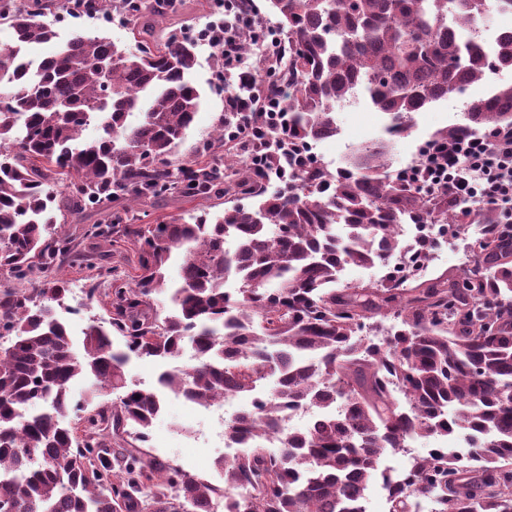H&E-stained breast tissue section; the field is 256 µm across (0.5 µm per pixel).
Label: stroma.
I'll return each mask as SVG.
<instances>
[{
  "label": "stroma",
  "mask_w": 512,
  "mask_h": 512,
  "mask_svg": "<svg viewBox=\"0 0 512 512\" xmlns=\"http://www.w3.org/2000/svg\"><path fill=\"white\" fill-rule=\"evenodd\" d=\"M59 2L60 0H44L43 19L53 24L60 37L65 38L74 32L97 26L114 42L130 45V35L120 21L108 23L102 19H78L60 9ZM214 11V0H183L178 14H167L160 18L158 29L165 34L173 32L188 37L206 29L215 18ZM214 55V50L207 43H199L193 79L203 91V104L175 150L176 159L196 158L200 145L210 139L224 114V93L211 80L217 68ZM510 80L512 71L490 76L489 80L470 86L465 94L438 102L416 113L411 132L392 139L388 138L385 131L383 114L375 111L367 101L337 108L338 134L323 140L316 146L315 151L329 169L333 170L345 165L355 147L386 139L391 146V169L399 171L415 162L420 143L431 140L435 132L461 122L468 99L483 96L492 85ZM57 274L67 279L71 286L83 288L84 292L91 295L87 301L74 296L67 299L73 310L68 321L74 335H81L90 316L106 317V307L101 303L104 291L94 288L92 282L87 280L85 270L78 266H58ZM221 430L222 427L215 417L200 413L197 406L186 404L169 393L165 395L163 410L151 428L148 447L159 458L211 481L215 478L213 462L224 448Z\"/></svg>",
  "instance_id": "1"
}]
</instances>
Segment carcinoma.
Instances as JSON below:
<instances>
[{
    "label": "carcinoma",
    "mask_w": 512,
    "mask_h": 512,
    "mask_svg": "<svg viewBox=\"0 0 512 512\" xmlns=\"http://www.w3.org/2000/svg\"><path fill=\"white\" fill-rule=\"evenodd\" d=\"M288 43L283 102L288 141L336 135V106L364 98L408 134L414 114L500 70H512V35L494 50L458 43L448 22L479 25L512 0H267ZM115 12L135 48L96 31L74 32L39 62L29 47L57 38L39 20L41 0H0V512H367L362 489L382 481L389 512H512V234L476 201L434 193L389 172L386 142L366 144L332 172L313 160L288 172V193L266 194L272 157L216 154L225 119L201 157L172 162L198 112V44L156 35L146 0H85L89 16ZM95 126L98 137L82 140ZM512 128V83L466 102L463 121L439 134L468 137ZM259 198L209 215L145 226L160 196L206 201ZM122 208L84 235L136 243L128 268L84 265L110 282L111 329L95 317L77 351L61 320L73 260L55 212ZM450 223L473 268L426 279L430 255L404 244L396 225ZM484 224L488 238L468 236ZM237 247L224 250V238ZM184 251L179 285L168 262ZM398 264L386 283L338 287L347 266ZM41 287L29 288L32 278ZM240 287L227 292L224 280ZM393 315L386 329L376 317ZM199 358L162 372L160 387L196 403L251 394L252 408L224 423L247 449L221 462L215 486L154 456L144 444L161 410L158 390L128 386L131 358L174 361L185 342ZM122 390L81 427L64 423L71 381ZM305 408L316 424L277 428ZM436 448L399 479L389 453L416 440ZM277 443L278 451L266 447Z\"/></svg>",
    "instance_id": "carcinoma-1"
}]
</instances>
